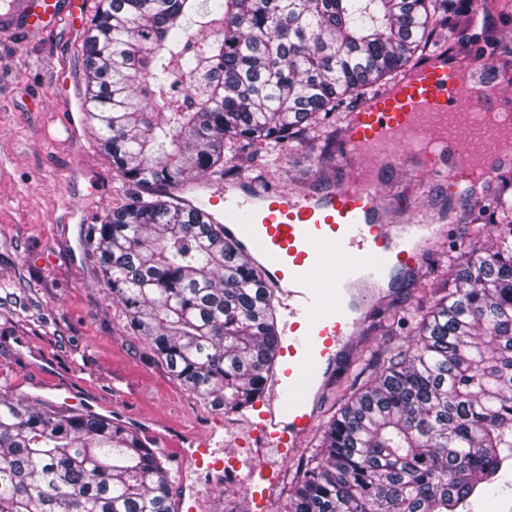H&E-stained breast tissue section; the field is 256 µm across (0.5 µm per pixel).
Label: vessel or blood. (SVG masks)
<instances>
[{
    "instance_id": "1",
    "label": "vessel or blood",
    "mask_w": 512,
    "mask_h": 512,
    "mask_svg": "<svg viewBox=\"0 0 512 512\" xmlns=\"http://www.w3.org/2000/svg\"><path fill=\"white\" fill-rule=\"evenodd\" d=\"M58 0H29V31L44 34ZM456 53L438 51L403 78L360 100L350 114L336 164L347 181L293 195L270 184L225 186L208 203L220 208L224 235L253 253L264 287L280 294L284 335L278 363L247 420L248 437L226 459L198 445L179 449L190 466L244 486L251 512H266L282 463L313 431L316 405L340 370L366 312L388 291L394 270L415 271L444 227L417 216L393 218L382 174L413 169L430 183H461L474 170L494 181L512 170L499 144L512 127L489 121L483 65L471 63L462 87ZM365 166H358V159Z\"/></svg>"
}]
</instances>
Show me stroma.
<instances>
[{"mask_svg": "<svg viewBox=\"0 0 512 512\" xmlns=\"http://www.w3.org/2000/svg\"><path fill=\"white\" fill-rule=\"evenodd\" d=\"M17 8V0H0V284L21 287L27 305L0 310V385L20 397L59 404L71 394L78 408L92 400L96 413L138 433L151 430L180 447L202 438L217 456H225L245 436L243 411L214 410L173 379L129 328L123 307L109 297L88 246L89 226L102 223L135 190L115 175L86 117L81 46L87 26L64 9L52 32L38 38L24 29ZM479 24L497 40L494 53L482 54L490 68L484 79L490 82L494 71L512 61V8L490 10ZM347 176V170L318 164L303 149L292 148L277 161L262 155L247 162L228 158L224 180L258 177L294 192ZM386 179L396 195V212L424 209L453 229L435 239L426 266L403 291L368 316L346 369L317 406V431L284 464L270 512H283L299 464L320 450L321 428L359 381L380 371L385 349L411 344L409 317L431 283L444 278L450 255L492 240L494 225L478 232L471 218L512 184L511 174L478 185L466 197L442 184L427 188L405 171ZM194 476L203 491V512H250L239 485L217 488L205 472Z\"/></svg>", "mask_w": 512, "mask_h": 512, "instance_id": "obj_1", "label": "stroma"}]
</instances>
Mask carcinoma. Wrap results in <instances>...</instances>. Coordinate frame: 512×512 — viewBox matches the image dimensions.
<instances>
[{"label":"carcinoma","instance_id":"carcinoma-1","mask_svg":"<svg viewBox=\"0 0 512 512\" xmlns=\"http://www.w3.org/2000/svg\"><path fill=\"white\" fill-rule=\"evenodd\" d=\"M456 0H102L82 45L85 104L112 168L149 190L88 242L112 300L173 378L215 409L262 394L280 344L261 266L176 192L244 158L315 151L349 102L477 28ZM489 247L420 315L415 346L358 387L286 512H460L512 450V191ZM0 512H172L170 471L107 417L0 387Z\"/></svg>","mask_w":512,"mask_h":512}]
</instances>
